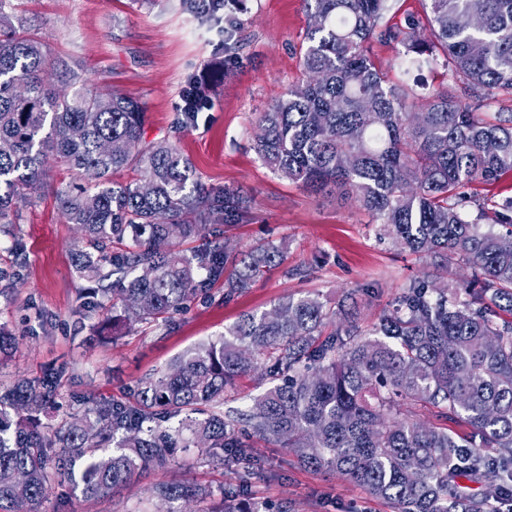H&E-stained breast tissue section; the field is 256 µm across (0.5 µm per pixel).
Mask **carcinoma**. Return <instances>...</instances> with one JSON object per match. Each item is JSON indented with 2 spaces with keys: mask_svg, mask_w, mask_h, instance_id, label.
Here are the masks:
<instances>
[{
  "mask_svg": "<svg viewBox=\"0 0 512 512\" xmlns=\"http://www.w3.org/2000/svg\"><path fill=\"white\" fill-rule=\"evenodd\" d=\"M13 2L0 0V229L20 220L48 158L85 172L90 181L56 199L84 237L72 258L78 279L93 284L97 307L121 303L107 321L115 334L217 284L226 298L241 294L283 264L279 246L261 244L227 272L228 245L209 239L202 217L234 224L250 198L208 188L174 145L146 141L143 105L59 68ZM387 2L305 0L303 78L259 113L256 151L304 187L343 189L397 249L439 260L450 276L463 264L472 279L409 285L366 335L336 321L318 296H289L177 356L141 382L134 401L85 402L50 433L40 415L54 406L55 376L0 387V512H39L54 478L85 497L104 495L167 467L176 448L252 474L260 463L240 428L314 471L347 477L393 512H500L512 501V235L480 225L511 224L512 198L492 212L480 205L470 219L462 192L512 171V113L481 111L512 94V0H428L460 94L437 91L420 105L387 85L368 55ZM382 35L431 50L415 23ZM59 69L60 88L48 80ZM124 170L134 181L109 179ZM175 238L205 243L186 254ZM126 240L122 252H106ZM261 367L274 381L263 396L245 410H217L227 387ZM424 409L437 423L420 420ZM457 420L471 440L449 428ZM461 478L489 479L494 491L468 494ZM150 494L165 512L206 498V512H270L245 481L218 496L165 482Z\"/></svg>",
  "mask_w": 512,
  "mask_h": 512,
  "instance_id": "carcinoma-1",
  "label": "carcinoma"
}]
</instances>
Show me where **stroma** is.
Wrapping results in <instances>:
<instances>
[{"label": "stroma", "instance_id": "stroma-1", "mask_svg": "<svg viewBox=\"0 0 512 512\" xmlns=\"http://www.w3.org/2000/svg\"><path fill=\"white\" fill-rule=\"evenodd\" d=\"M232 52L218 45L207 19L182 10L180 0H21L17 15L53 53L92 87L140 102L145 137L176 145L212 188L242 190L251 208L225 235L233 251L271 242L286 260L256 278L243 294L213 290L168 320L137 324L118 339L105 327L111 308L90 309L71 252L81 245L66 223L55 191L82 183L78 171L48 160L49 177L32 193L14 233L0 232V326L17 338L0 354V383L56 372V406L41 422L55 429L83 400L106 403L132 396L138 381L165 371L185 350L233 326L243 315L270 310L289 295H318L328 308L355 295L357 317L369 329L411 281L446 282L445 269L378 240L370 215L339 192L312 194L270 171L253 144L258 113L302 77L308 28L303 0H239ZM369 55L389 85L417 102L435 91L459 92L441 50L418 55L396 40L374 37ZM208 83L210 111L187 120L177 110L191 77ZM92 328H80L84 316ZM264 473L252 477L255 497L288 512H392L339 474L300 465L287 449L251 439ZM239 470L179 454L165 470H146L104 496L86 498L52 481L46 512H159L149 489L160 481L192 482L213 491L235 486Z\"/></svg>", "mask_w": 512, "mask_h": 512}]
</instances>
